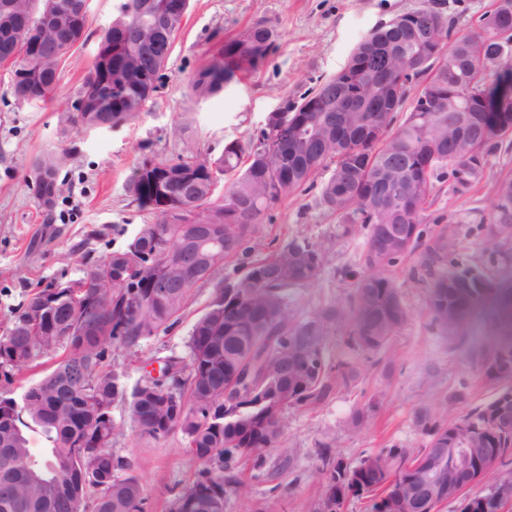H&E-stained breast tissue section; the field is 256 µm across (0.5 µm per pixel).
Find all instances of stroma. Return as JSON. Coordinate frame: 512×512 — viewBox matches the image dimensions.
<instances>
[{
    "mask_svg": "<svg viewBox=\"0 0 512 512\" xmlns=\"http://www.w3.org/2000/svg\"><path fill=\"white\" fill-rule=\"evenodd\" d=\"M118 3L89 0V37L63 64L52 102L16 103L9 68L0 65V334L37 283L81 277L87 260L122 246L138 225L151 222V215L139 210L126 192L143 157L174 160L196 149L220 155L225 143L257 134L267 114L283 99L303 93L312 78L340 70L377 24L424 7L428 0H190L162 86L143 113L114 129L79 131L65 143L70 150L61 172L65 186L48 224L30 188V168L38 155L63 144L59 114L77 97L94 61L98 35ZM260 21L280 32L278 52L223 92L202 100L192 95L189 77L225 38ZM506 173L512 174V151L492 154L486 180L463 195L443 185L429 209L441 219L431 225V232L453 228L452 242L468 263L490 262L480 245V227L469 217L489 206L491 177ZM293 235L328 250L317 281L292 289L298 310L310 313L345 297L349 288L340 271L356 267L363 235L342 236L339 221L325 210L316 188L285 199L264 214L254 228L252 243L256 253L263 254L273 239ZM403 293L414 319L395 336L390 351L360 358L359 379L334 389L324 402L285 413L281 443L274 454L275 459L291 461L279 478L281 512H310L320 497L322 445H330L333 455L350 464L393 445L414 451L427 441L415 420L421 403H428L434 418L443 420L450 401H457L464 411L492 395V387L473 369L467 350L455 348L433 323L426 308V288L406 282ZM213 296L211 284H196L173 328L137 347L109 352L105 368L123 372L131 387L150 378L155 358L185 354L189 331ZM368 404L374 407L369 422L348 430L346 423L353 413ZM112 417L118 425L113 453L133 462L151 512H168L172 488L191 481L198 460L181 433L158 442L140 437L121 404L113 407ZM265 491L249 473H242L238 484L225 491L224 512H263Z\"/></svg>",
    "mask_w": 512,
    "mask_h": 512,
    "instance_id": "stroma-1",
    "label": "stroma"
}]
</instances>
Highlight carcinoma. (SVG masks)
Returning a JSON list of instances; mask_svg holds the SVG:
<instances>
[{
	"label": "carcinoma",
	"mask_w": 512,
	"mask_h": 512,
	"mask_svg": "<svg viewBox=\"0 0 512 512\" xmlns=\"http://www.w3.org/2000/svg\"><path fill=\"white\" fill-rule=\"evenodd\" d=\"M63 0H0V64L11 63V93L19 104L54 99L60 68L67 53L87 38L90 18L85 16L66 40L50 53L35 54L27 38L30 26ZM177 0H120L109 25L101 30L95 62L79 95L87 104L80 112L62 114L60 133L79 128L120 125L142 113L155 87L147 78L134 79L124 94L112 96V111L95 103L98 87L116 73L150 70L144 55L132 54L129 43L154 41L153 25L169 17V39L182 29L184 14H168ZM395 25L381 23L357 44L346 64L328 77H317L300 96L284 101L285 111L267 115L259 133L245 142L224 144L214 156L196 152L176 164L145 157L126 185L131 202L153 215L140 225L121 248L87 263L78 280L59 281L57 288H41L13 315L0 337V445L13 454L0 455V512H147V501L132 463L110 451L117 424L109 408L128 406L134 430L159 441L178 431L200 462L194 480L172 490L169 512H180L204 483L224 491V483H237L247 459L242 449L253 448L259 461L252 478L274 479L272 451L281 432L247 430L228 403L224 384L240 369L253 370L254 379L283 378L290 407L324 401L336 386L356 373L350 358L332 362L325 354L326 337L339 331L354 356L386 350L394 336L411 320L412 312L401 295L395 275L406 257L419 253L407 278L427 286V307L432 320L458 347L468 344L467 323L481 312L490 333L481 351L494 346L512 348V282L501 279L488 266H467L445 231L436 235L426 225V211L437 185L450 182L464 194L485 176L487 157L512 141V130L495 140L483 138L475 128L468 159L455 153L451 136L459 113L445 98L432 107L422 100L455 85L464 109L478 107L488 126L512 115V0H492L474 24L463 32L454 20L434 6L396 15ZM416 25L431 27L439 41L429 44ZM278 31L264 22L247 27L224 40L205 66L189 79L197 96L211 97L245 72L258 70L278 47ZM499 60L487 72L479 55ZM415 62L399 93L386 86L401 78L397 68ZM355 79L350 87L359 95L352 112H330L325 97L336 82ZM69 158L62 147L35 158L33 193L38 205L52 210L62 192L59 174ZM404 171L407 196L384 200L380 177L393 165ZM321 182L325 209L342 224V234L363 232L364 249L358 269H345L351 292L315 313L296 311L290 290L312 284L326 260L325 248L306 237L281 242L264 257L252 255L254 226L282 200ZM225 182L224 194L217 193ZM481 224L484 250L500 263L512 261V177L500 178L490 209L475 217ZM182 224H216L200 239L211 261L204 282L214 284L215 295L195 321L186 341V354L168 356L163 383L141 382L128 388L124 374L104 368L107 349L130 348L143 339L167 333L183 310L189 289L172 288L163 299L148 297L146 282L176 274L174 263L185 246ZM413 224L416 234L405 248L397 246L387 225ZM237 263L236 276H224V266ZM453 279L454 287L444 283ZM138 297L147 299L139 310ZM65 348L39 382L24 391L32 399L25 405L10 391L15 373L38 359ZM496 397L512 395V369L488 380ZM176 394L190 409L182 418L170 413L167 396ZM416 423L428 436L423 448H381L351 465L324 449L331 466L319 472L329 477L346 467L351 478L336 484L344 500L372 497L371 512H381L383 496H393L408 480L421 479L412 467L434 456V438L450 431L446 421L431 419L426 405L419 406ZM39 430L48 443L40 460L33 458L25 430ZM489 460L497 462L512 452V429L487 441Z\"/></svg>",
	"instance_id": "1"
}]
</instances>
